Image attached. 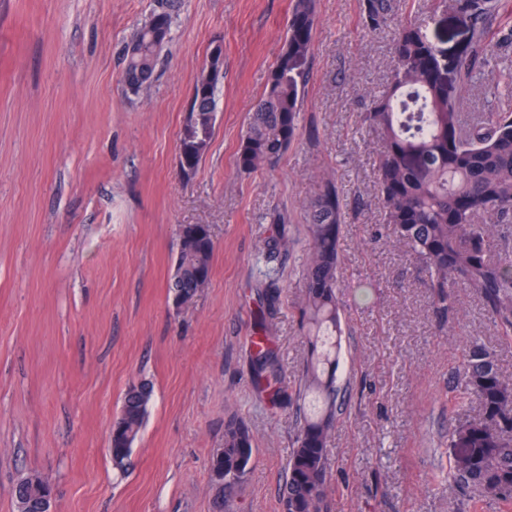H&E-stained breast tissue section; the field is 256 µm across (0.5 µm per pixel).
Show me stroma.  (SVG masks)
<instances>
[{
    "label": "stroma",
    "mask_w": 512,
    "mask_h": 512,
    "mask_svg": "<svg viewBox=\"0 0 512 512\" xmlns=\"http://www.w3.org/2000/svg\"><path fill=\"white\" fill-rule=\"evenodd\" d=\"M366 0H315L300 129L274 169L243 173L247 114L285 47L292 0H182L153 78L122 81L121 49L153 0H0V512L36 474L54 512H281L299 419L255 388L252 342L267 334L282 387L295 392L308 356L298 317L307 254L305 207L331 176L343 198L346 404L331 435V512H455L448 430L479 413L449 403L452 373L478 340L512 377L476 293L456 290L442 323L409 249L388 237L374 187L379 146L361 124L392 68V23L363 26ZM394 20L421 24L459 50L464 23L436 0H391ZM224 43L215 129L191 179L178 168L192 86ZM291 243L277 264L279 313L259 322L272 207ZM204 224L215 249L208 288L175 308L168 284L179 228ZM153 398L127 466L108 454L128 387ZM256 451L232 488L213 455L235 422Z\"/></svg>",
    "instance_id": "stroma-1"
}]
</instances>
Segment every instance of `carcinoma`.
<instances>
[{
	"label": "carcinoma",
	"instance_id": "carcinoma-1",
	"mask_svg": "<svg viewBox=\"0 0 512 512\" xmlns=\"http://www.w3.org/2000/svg\"><path fill=\"white\" fill-rule=\"evenodd\" d=\"M175 0H158L150 15L124 48L122 79L131 90L146 85L162 45L170 38ZM450 8L468 22L470 52L456 55V77H444L435 64L436 44L413 23L401 24L392 44L388 85L374 100L364 122L380 138L376 165L377 196L383 223L372 238L389 231L406 244L428 277L434 307L454 315L453 288L463 284L479 296L498 336L512 342V111L484 112L469 118L457 101L472 83V56L494 50L485 44L486 24L496 9L494 0H452ZM388 0H368L367 25L386 21ZM316 28L313 0H294L286 29V49L271 71L266 89L251 112L238 153L239 169L252 173L275 164L295 141L302 106V89ZM223 61L214 58L193 84L190 111L199 113L194 126H184L183 152L201 155L210 145L217 85ZM490 81L512 100V69L491 74ZM342 199L331 178L307 207L311 235L303 268L305 297L300 316L310 344V360L298 399L302 423L288 458L281 488L282 512H328L331 430L341 406L336 384L343 333L337 288L341 279L339 240ZM266 245L272 259L288 247V215L275 211ZM214 243L202 224H185L179 232L172 296L187 304L210 277ZM257 382L272 401L288 398L276 388L278 373L271 349L255 350ZM458 403L474 397L480 415L460 419L448 431V442L463 455L453 458L450 476L464 488L478 487L484 499L512 501V379L502 375L493 355L474 342L462 351L452 387ZM153 394L144 381L129 386L112 432V464L125 467L138 438ZM253 435L244 423L224 430V448L213 456L211 470L231 473L248 466ZM21 512H40L42 484L26 477L12 492Z\"/></svg>",
	"mask_w": 512,
	"mask_h": 512
}]
</instances>
